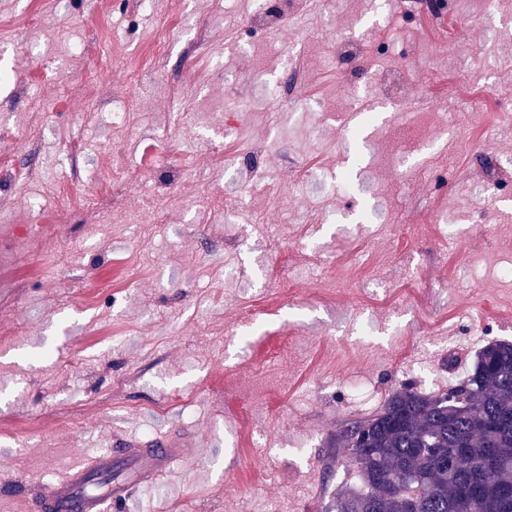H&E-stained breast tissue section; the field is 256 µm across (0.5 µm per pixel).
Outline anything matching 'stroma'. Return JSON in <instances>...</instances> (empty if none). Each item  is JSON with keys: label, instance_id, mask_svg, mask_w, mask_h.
<instances>
[{"label": "stroma", "instance_id": "35a3bbf8", "mask_svg": "<svg viewBox=\"0 0 512 512\" xmlns=\"http://www.w3.org/2000/svg\"><path fill=\"white\" fill-rule=\"evenodd\" d=\"M409 2L288 0L269 29L255 0H0V512L167 429L194 458L133 512H328L349 382L441 393L459 345L512 341V0H447L436 30ZM330 31L354 41L333 63ZM160 37L165 70L132 76ZM287 50L311 64L292 112L251 81ZM435 68L504 111L429 107ZM253 148L258 171L228 169Z\"/></svg>", "mask_w": 512, "mask_h": 512}]
</instances>
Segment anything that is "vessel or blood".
Segmentation results:
<instances>
[{"instance_id": "obj_1", "label": "vessel or blood", "mask_w": 512, "mask_h": 512, "mask_svg": "<svg viewBox=\"0 0 512 512\" xmlns=\"http://www.w3.org/2000/svg\"><path fill=\"white\" fill-rule=\"evenodd\" d=\"M192 456V441L181 434L116 437L110 449L43 483L30 512H125L137 490L157 484Z\"/></svg>"}]
</instances>
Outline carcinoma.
Returning <instances> with one entry per match:
<instances>
[{"label": "carcinoma", "instance_id": "1", "mask_svg": "<svg viewBox=\"0 0 512 512\" xmlns=\"http://www.w3.org/2000/svg\"><path fill=\"white\" fill-rule=\"evenodd\" d=\"M359 486L336 512H512V342L480 348L467 376L428 395L410 384L336 431ZM493 451L499 466L484 465Z\"/></svg>", "mask_w": 512, "mask_h": 512}]
</instances>
